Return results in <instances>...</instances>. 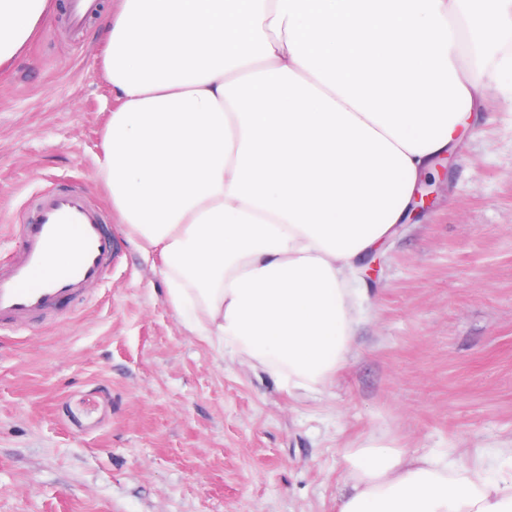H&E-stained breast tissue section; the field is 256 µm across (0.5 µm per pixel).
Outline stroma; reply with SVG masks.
<instances>
[{"label":"stroma","mask_w":512,"mask_h":512,"mask_svg":"<svg viewBox=\"0 0 512 512\" xmlns=\"http://www.w3.org/2000/svg\"><path fill=\"white\" fill-rule=\"evenodd\" d=\"M0 71V257L29 197L73 182L116 104L97 19L52 0ZM464 140L368 280L326 393L297 397L180 324L159 253L112 222V272L55 324L0 332V512H336L348 455L512 448V108ZM98 0H69L67 23L72 30L84 28L89 18L97 11Z\"/></svg>","instance_id":"35a3bbf8"}]
</instances>
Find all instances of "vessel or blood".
Masks as SVG:
<instances>
[{"instance_id": "1", "label": "vessel or blood", "mask_w": 512, "mask_h": 512, "mask_svg": "<svg viewBox=\"0 0 512 512\" xmlns=\"http://www.w3.org/2000/svg\"><path fill=\"white\" fill-rule=\"evenodd\" d=\"M98 0H69L67 23L83 29ZM15 241L0 260V330L60 319L85 305L112 269V230L104 210L76 185H53L13 219Z\"/></svg>"}]
</instances>
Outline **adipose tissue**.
Returning <instances> with one entry per match:
<instances>
[{"mask_svg":"<svg viewBox=\"0 0 512 512\" xmlns=\"http://www.w3.org/2000/svg\"><path fill=\"white\" fill-rule=\"evenodd\" d=\"M49 0H0V67ZM118 105L95 177L183 327L290 393L348 362L363 260L422 180L512 103V0H119L104 24ZM338 512H512L492 465L371 447Z\"/></svg>","mask_w":512,"mask_h":512,"instance_id":"adipose-tissue-1","label":"adipose tissue"}]
</instances>
